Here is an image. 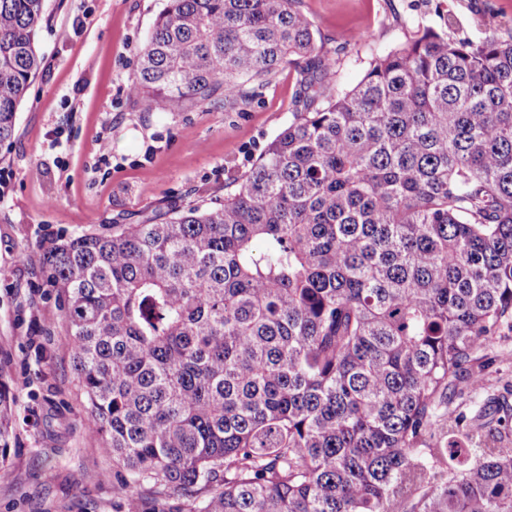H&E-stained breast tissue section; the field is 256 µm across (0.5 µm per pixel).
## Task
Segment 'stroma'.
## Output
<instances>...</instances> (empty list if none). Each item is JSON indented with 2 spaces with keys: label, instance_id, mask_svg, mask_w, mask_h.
Returning <instances> with one entry per match:
<instances>
[{
  "label": "stroma",
  "instance_id": "1",
  "mask_svg": "<svg viewBox=\"0 0 512 512\" xmlns=\"http://www.w3.org/2000/svg\"><path fill=\"white\" fill-rule=\"evenodd\" d=\"M167 0H46L43 65L0 147V512H121L112 457L91 426L73 366L64 299L42 248L102 224L223 195L230 171L252 166L287 125L303 76L285 69L245 109L150 112L128 94L143 45ZM322 51L343 58L338 87L409 28L453 40L512 33V0H300ZM458 25L445 27L443 12ZM67 37H60V30ZM112 142L101 157L96 141Z\"/></svg>",
  "mask_w": 512,
  "mask_h": 512
}]
</instances>
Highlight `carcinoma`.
Segmentation results:
<instances>
[{
    "label": "carcinoma",
    "instance_id": "cac0c4a2",
    "mask_svg": "<svg viewBox=\"0 0 512 512\" xmlns=\"http://www.w3.org/2000/svg\"><path fill=\"white\" fill-rule=\"evenodd\" d=\"M44 2L0 0V145ZM299 2L168 0L148 110L246 107L288 67L302 104L224 198L44 249L123 512H512V414H448L512 331V35L420 27L338 91Z\"/></svg>",
    "mask_w": 512,
    "mask_h": 512
}]
</instances>
